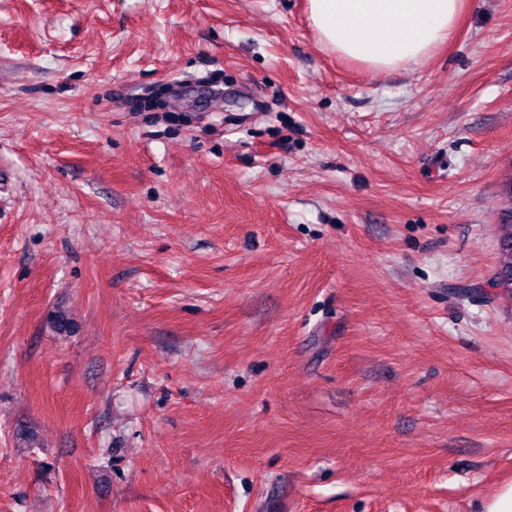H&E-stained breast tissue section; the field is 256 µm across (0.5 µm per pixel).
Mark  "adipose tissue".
<instances>
[{
	"mask_svg": "<svg viewBox=\"0 0 512 512\" xmlns=\"http://www.w3.org/2000/svg\"><path fill=\"white\" fill-rule=\"evenodd\" d=\"M464 0H309L321 43L386 72L427 59L454 33Z\"/></svg>",
	"mask_w": 512,
	"mask_h": 512,
	"instance_id": "obj_1",
	"label": "adipose tissue"
}]
</instances>
